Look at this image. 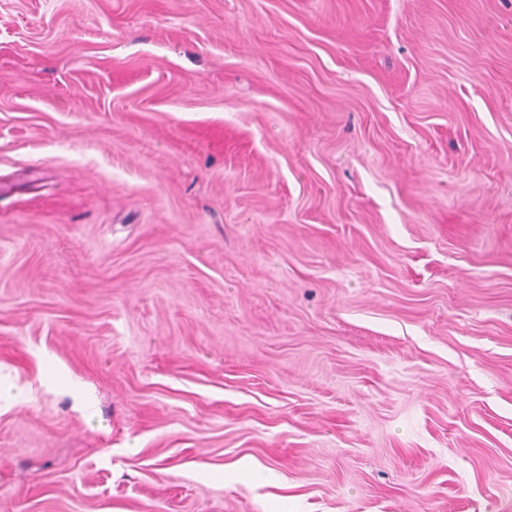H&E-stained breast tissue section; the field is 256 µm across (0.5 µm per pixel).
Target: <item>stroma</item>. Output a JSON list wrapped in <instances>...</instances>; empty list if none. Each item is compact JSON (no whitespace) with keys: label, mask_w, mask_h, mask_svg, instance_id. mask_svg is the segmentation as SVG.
<instances>
[{"label":"stroma","mask_w":512,"mask_h":512,"mask_svg":"<svg viewBox=\"0 0 512 512\" xmlns=\"http://www.w3.org/2000/svg\"><path fill=\"white\" fill-rule=\"evenodd\" d=\"M0 512H512V0H0Z\"/></svg>","instance_id":"obj_1"}]
</instances>
